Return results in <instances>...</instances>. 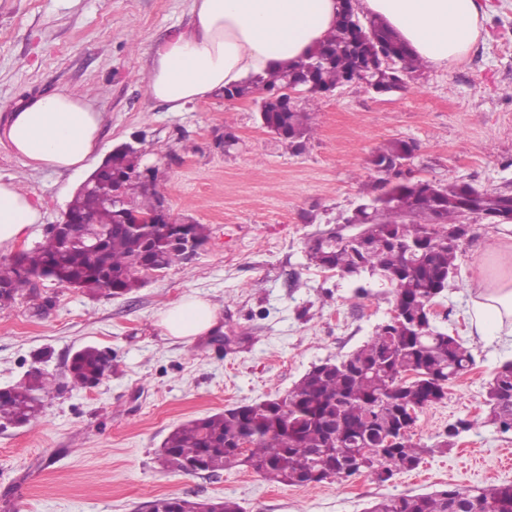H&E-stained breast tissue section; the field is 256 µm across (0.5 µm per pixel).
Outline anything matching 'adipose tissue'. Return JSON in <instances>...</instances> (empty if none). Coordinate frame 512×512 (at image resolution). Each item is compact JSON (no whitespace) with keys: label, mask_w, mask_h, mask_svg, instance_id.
<instances>
[{"label":"adipose tissue","mask_w":512,"mask_h":512,"mask_svg":"<svg viewBox=\"0 0 512 512\" xmlns=\"http://www.w3.org/2000/svg\"><path fill=\"white\" fill-rule=\"evenodd\" d=\"M341 0H193L186 28L153 43L146 85L150 100L180 112L244 79L308 56L335 27ZM425 62L446 67L484 32V0H360ZM95 101L65 90L15 109L0 127L6 145L33 171L84 170L102 151ZM42 214L15 178H0V247L41 223ZM469 289L470 328L512 343V225H500ZM219 313L188 296L160 315L166 335L190 343L210 334Z\"/></svg>","instance_id":"obj_1"}]
</instances>
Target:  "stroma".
Returning a JSON list of instances; mask_svg holds the SVG:
<instances>
[{
  "instance_id": "35a3bbf8",
  "label": "stroma",
  "mask_w": 512,
  "mask_h": 512,
  "mask_svg": "<svg viewBox=\"0 0 512 512\" xmlns=\"http://www.w3.org/2000/svg\"><path fill=\"white\" fill-rule=\"evenodd\" d=\"M490 4L487 35L462 61L425 66L405 92L352 83L320 99L315 130L298 152L262 128L253 97L218 92L180 112L149 101L145 49L187 25L192 0H0V114L60 90L96 97L105 150L142 149L172 216L211 229L193 260L130 294L92 296L47 281V315L23 297L0 307L2 388L34 362L64 381L79 348L112 351V374L96 388H66L29 425L0 430V512H137L163 496L228 497L245 512H366L385 496L512 484V469L498 466L512 453V433L484 422L489 383L512 360V346L471 335L467 316V284L497 227L472 216L434 315L476 366L419 412L414 438L430 452L417 469L383 484L361 475L287 486L244 466L207 476L170 473L159 462L175 426L285 395L388 317V287L356 297L352 278L307 258L313 236L379 194L368 164L376 148L411 141L415 178L512 191V0ZM228 133L237 143L227 150L218 139ZM9 176L22 179L43 213L19 239L30 249L61 222L87 174L33 171L0 145V177ZM190 294L217 307L220 320L188 344L165 336L158 321ZM459 418L474 427L440 450V433Z\"/></svg>"
}]
</instances>
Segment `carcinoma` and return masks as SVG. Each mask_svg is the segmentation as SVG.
<instances>
[{"label": "carcinoma", "mask_w": 512, "mask_h": 512, "mask_svg": "<svg viewBox=\"0 0 512 512\" xmlns=\"http://www.w3.org/2000/svg\"><path fill=\"white\" fill-rule=\"evenodd\" d=\"M374 60L367 88L390 93L407 88L425 62L412 55L396 33L381 19L367 16L356 25L339 14L335 29L305 59L266 77L253 76L224 88V98L246 96L251 87L263 88L272 98L262 110L261 124L269 132L301 149L312 132L315 113L288 100L292 86L308 105L347 85L362 63ZM414 143L393 139L375 150L369 164L385 169L382 193L361 205L350 220L366 225L370 240L343 242L333 231L311 240L309 259L317 266L349 274L358 285V297L368 294L362 282L390 280L393 301L400 312L379 324L372 336L349 354L315 366L282 397L241 404L176 426L163 441V465L174 473H192L198 461L212 476L246 465L269 482L307 486L368 472L360 459L377 457L388 476L418 468L428 447L412 441V414L446 398L439 382L475 365L471 351L456 337L437 330L432 308L448 288L464 242L448 238L460 225L464 211L476 214L512 213V193L481 191L468 183L431 182L414 178L411 171L394 168L395 161L413 156ZM115 176H135L145 183L133 186L132 208L153 213L163 198L155 171H143L131 153L119 149L107 161ZM117 186L104 178L89 192H78L69 211L89 216L110 228L101 245L87 249L66 224L54 225L43 242L0 263V294L25 295L41 314L50 300L38 293V282L58 281L91 293L104 280L112 283L110 296H123L137 287L139 271L149 265L164 272L182 262L172 237L175 224L140 228L108 201ZM112 369L99 347L86 345L75 352L70 383L86 388L98 384ZM61 388L48 374L30 373L22 382L0 388V429L33 420L46 398ZM488 421L512 432V362L495 372L487 391ZM474 422L458 419L446 427L441 447L469 431ZM394 438L384 445L385 438ZM247 441L249 447L239 443ZM145 512H243L232 498L195 501L161 497L142 505ZM512 512V484L484 488L444 489L421 495L383 497L368 512Z\"/></svg>", "instance_id": "carcinoma-1"}]
</instances>
